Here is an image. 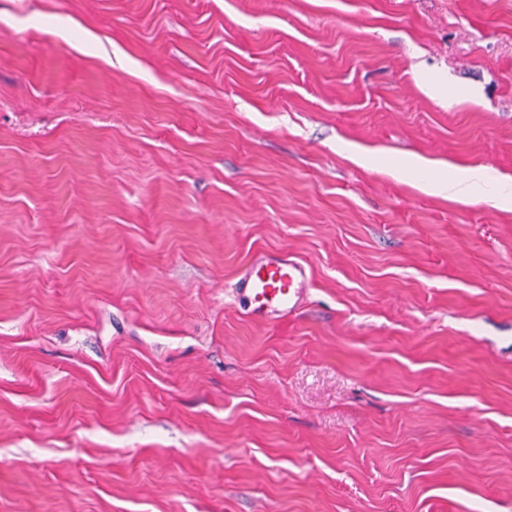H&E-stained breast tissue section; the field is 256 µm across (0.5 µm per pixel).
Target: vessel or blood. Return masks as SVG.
<instances>
[{
    "instance_id": "vessel-or-blood-1",
    "label": "vessel or blood",
    "mask_w": 512,
    "mask_h": 512,
    "mask_svg": "<svg viewBox=\"0 0 512 512\" xmlns=\"http://www.w3.org/2000/svg\"><path fill=\"white\" fill-rule=\"evenodd\" d=\"M310 284V268L285 253L261 252L239 269L231 299L246 315L280 320L304 303Z\"/></svg>"
}]
</instances>
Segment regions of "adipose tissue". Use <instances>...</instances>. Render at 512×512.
<instances>
[{"instance_id": "ef3b65f1", "label": "adipose tissue", "mask_w": 512, "mask_h": 512, "mask_svg": "<svg viewBox=\"0 0 512 512\" xmlns=\"http://www.w3.org/2000/svg\"><path fill=\"white\" fill-rule=\"evenodd\" d=\"M422 189L457 202H468L489 193L499 207H512V177L484 167L470 169L450 179L426 180Z\"/></svg>"}]
</instances>
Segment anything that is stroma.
<instances>
[{"label":"stroma","mask_w":512,"mask_h":512,"mask_svg":"<svg viewBox=\"0 0 512 512\" xmlns=\"http://www.w3.org/2000/svg\"><path fill=\"white\" fill-rule=\"evenodd\" d=\"M411 155L512 177V0H0V512H512V210ZM310 284V268L287 253H257L239 269L231 299L246 315L280 320L304 303Z\"/></svg>","instance_id":"35a3bbf8"}]
</instances>
